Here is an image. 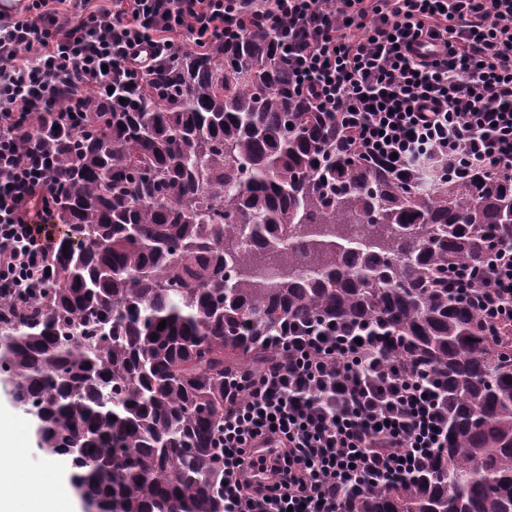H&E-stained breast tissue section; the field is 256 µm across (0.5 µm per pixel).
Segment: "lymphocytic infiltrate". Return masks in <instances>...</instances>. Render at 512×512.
Returning a JSON list of instances; mask_svg holds the SVG:
<instances>
[{"label":"lymphocytic infiltrate","mask_w":512,"mask_h":512,"mask_svg":"<svg viewBox=\"0 0 512 512\" xmlns=\"http://www.w3.org/2000/svg\"><path fill=\"white\" fill-rule=\"evenodd\" d=\"M249 24L370 159L512 174V0H26L0 15V288H41L60 235L48 184L57 160L36 126L98 111L114 79ZM421 42L429 53L416 52ZM491 263L485 288L471 291L461 270L448 286L499 323L512 318V246ZM387 344L367 324L314 320L273 338L280 361L228 379L224 512H346L432 461L446 445L448 394L437 375L390 360ZM262 434L286 443L269 461L248 453ZM256 467L269 486L249 484Z\"/></svg>","instance_id":"obj_1"}]
</instances>
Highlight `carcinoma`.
Returning <instances> with one entry per match:
<instances>
[{"label":"carcinoma","instance_id":"carcinoma-1","mask_svg":"<svg viewBox=\"0 0 512 512\" xmlns=\"http://www.w3.org/2000/svg\"><path fill=\"white\" fill-rule=\"evenodd\" d=\"M102 108L36 130L63 231L43 288L0 292V383L84 503L224 512V375L318 318L398 338L388 356L448 391V447L351 512H512V325L448 289L455 267L484 287L489 242L512 245V176L355 155L254 30L113 85Z\"/></svg>","mask_w":512,"mask_h":512}]
</instances>
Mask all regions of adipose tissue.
Returning a JSON list of instances; mask_svg holds the SVG:
<instances>
[{
    "label": "adipose tissue",
    "mask_w": 512,
    "mask_h": 512,
    "mask_svg": "<svg viewBox=\"0 0 512 512\" xmlns=\"http://www.w3.org/2000/svg\"><path fill=\"white\" fill-rule=\"evenodd\" d=\"M22 430H0V512H74L52 470L31 472Z\"/></svg>",
    "instance_id": "adipose-tissue-1"
}]
</instances>
